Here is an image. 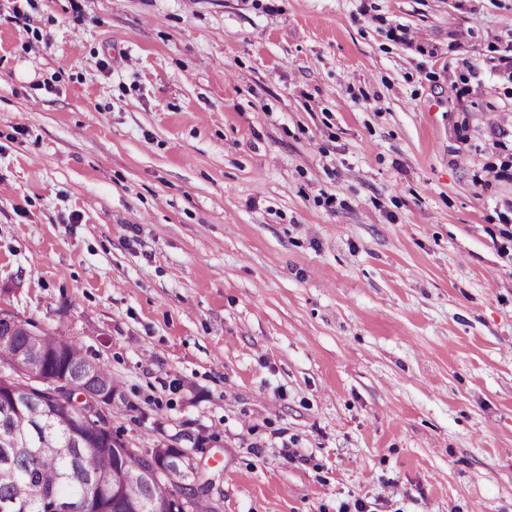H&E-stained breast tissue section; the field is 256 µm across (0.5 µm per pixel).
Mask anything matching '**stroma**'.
Wrapping results in <instances>:
<instances>
[{"label": "stroma", "instance_id": "obj_1", "mask_svg": "<svg viewBox=\"0 0 512 512\" xmlns=\"http://www.w3.org/2000/svg\"><path fill=\"white\" fill-rule=\"evenodd\" d=\"M512 0H0V312L219 512H512ZM58 338L52 334L44 331H38L37 334L32 336H14L18 349L24 351L36 349L44 353L47 360L45 372L50 377H59L67 375L68 377L78 378L80 381L77 383L81 389L69 394V400L78 399L84 395L86 401L83 402L84 407L91 406L89 399L95 400L100 396L98 383L103 380H108L111 384H100L102 398L112 401L115 395L112 390V373L102 363L93 361L86 365L88 358L83 352V349L76 342L67 340L63 347H59ZM86 365V366H85ZM85 366V367H84ZM84 368V369H83ZM85 374H92L95 376L84 377Z\"/></svg>", "mask_w": 512, "mask_h": 512}]
</instances>
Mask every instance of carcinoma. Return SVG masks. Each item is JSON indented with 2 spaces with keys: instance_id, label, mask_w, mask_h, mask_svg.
I'll return each mask as SVG.
<instances>
[{
  "instance_id": "carcinoma-1",
  "label": "carcinoma",
  "mask_w": 512,
  "mask_h": 512,
  "mask_svg": "<svg viewBox=\"0 0 512 512\" xmlns=\"http://www.w3.org/2000/svg\"><path fill=\"white\" fill-rule=\"evenodd\" d=\"M17 348L36 349L47 360L45 372L50 377L67 375L79 379L81 389L69 395L71 399L85 396L84 407L100 396L98 383L112 380V373L102 363L95 366V376L82 375L88 358L74 341L58 345V337L44 331L32 336L15 337ZM18 391L19 410H0V471L12 473L8 480L0 479V506L17 502L11 512H46L39 499L41 491H51L79 504L86 494L85 477L112 470L118 474L116 495L101 498L98 512H129L133 506L173 494L166 482L125 481L123 475L147 467L152 448L126 449L122 440L112 433L107 416L98 419L100 435L105 441L98 452L76 447V436L70 431L52 426L49 421L54 397L33 383H14Z\"/></svg>"
}]
</instances>
